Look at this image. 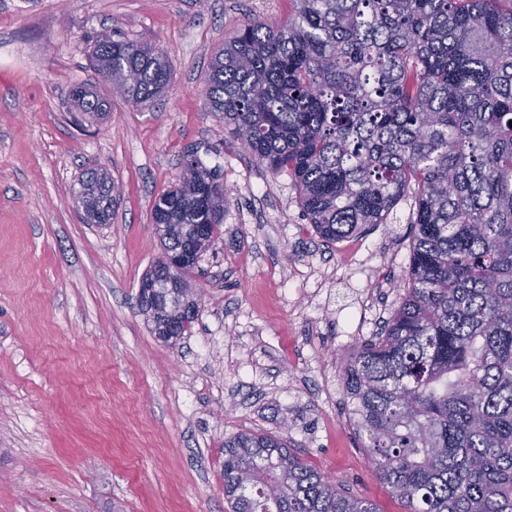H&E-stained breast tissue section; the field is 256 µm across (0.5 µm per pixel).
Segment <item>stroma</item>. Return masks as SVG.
I'll list each match as a JSON object with an SVG mask.
<instances>
[{
  "label": "stroma",
  "instance_id": "obj_1",
  "mask_svg": "<svg viewBox=\"0 0 512 512\" xmlns=\"http://www.w3.org/2000/svg\"><path fill=\"white\" fill-rule=\"evenodd\" d=\"M288 0H0V512H231L224 441L280 436L329 479L402 504L348 423L341 367L399 302L415 211L325 243L287 173L257 164L208 109L215 52ZM105 28L159 47L167 95L136 108L102 88L108 118L76 124ZM221 166L223 233L199 263L200 312L174 344L137 306L161 253L155 200L187 146ZM105 167L121 188L108 224L73 190Z\"/></svg>",
  "mask_w": 512,
  "mask_h": 512
}]
</instances>
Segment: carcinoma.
Segmentation results:
<instances>
[{
    "label": "carcinoma",
    "mask_w": 512,
    "mask_h": 512,
    "mask_svg": "<svg viewBox=\"0 0 512 512\" xmlns=\"http://www.w3.org/2000/svg\"><path fill=\"white\" fill-rule=\"evenodd\" d=\"M288 22L247 21L210 65L209 111L269 171L288 172L326 243L385 224L415 199L407 287L382 331L342 367L347 415L406 512H512V0H289ZM96 82L69 97L97 118L103 84L135 106L169 90L156 48L99 33ZM121 190L105 169L78 179L89 224ZM227 191L198 148L151 220L222 234ZM139 292L156 336H187L192 288ZM232 512H377L281 439L224 441Z\"/></svg>",
    "instance_id": "1"
}]
</instances>
